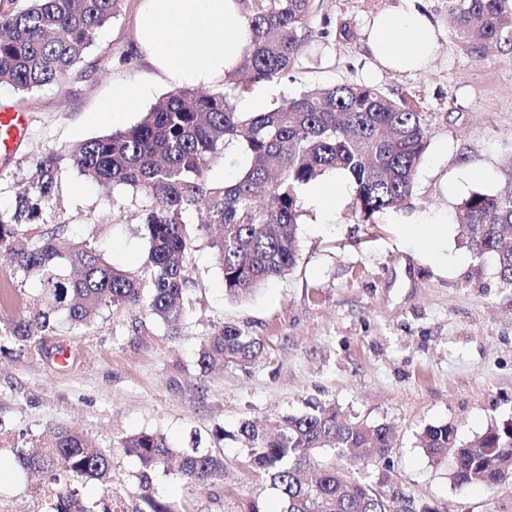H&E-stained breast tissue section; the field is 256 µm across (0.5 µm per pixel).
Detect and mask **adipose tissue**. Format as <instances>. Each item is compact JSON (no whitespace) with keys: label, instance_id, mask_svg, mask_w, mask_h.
<instances>
[{"label":"adipose tissue","instance_id":"adipose-tissue-1","mask_svg":"<svg viewBox=\"0 0 512 512\" xmlns=\"http://www.w3.org/2000/svg\"><path fill=\"white\" fill-rule=\"evenodd\" d=\"M250 38L236 0H142L134 51L171 87L208 86L240 65ZM369 45L382 66L418 70L436 50V27L415 0H402L374 19Z\"/></svg>","mask_w":512,"mask_h":512}]
</instances>
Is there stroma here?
<instances>
[{
    "mask_svg": "<svg viewBox=\"0 0 512 512\" xmlns=\"http://www.w3.org/2000/svg\"><path fill=\"white\" fill-rule=\"evenodd\" d=\"M139 4L123 0L61 83L29 93L0 84V107L30 118L25 140L0 169V212L11 211L14 181L42 156L130 127L168 92L131 51ZM400 4L319 0L290 76L252 85L236 105L264 111L284 97L343 84L414 100L427 148L406 203L363 216L346 181L335 205L321 211L302 187L295 266L239 302L225 297L214 252L199 237L188 258L196 307L175 335L124 309L19 342L7 325L34 309L40 290L1 259V463L15 466L16 449L33 448L53 428L79 431L112 460L111 486L83 481L80 494L103 512H141L140 464L121 443L151 432L178 450L224 452V481L213 487L174 471L154 475L153 496L174 512H246L252 501L278 512L269 480L246 465L239 426L323 404L353 420L391 425L392 474L439 512H512V487L454 485L451 460L434 462L419 446L430 425H454L467 442L512 417V286L492 258L471 254L455 222L472 193L512 189V41L486 52L468 46L448 0H419L440 29L436 53L422 70H387L368 47L369 23ZM121 84L139 94L113 122L102 107ZM58 183L60 201L44 212L42 231L63 228L114 266L143 275L148 243L136 226L146 198L99 187L69 167ZM430 244L433 260L422 256ZM227 324L259 339L261 356L201 372V342ZM17 476L0 488V512H51L57 484L22 469Z\"/></svg>",
    "mask_w": 512,
    "mask_h": 512,
    "instance_id": "stroma-1",
    "label": "stroma"
}]
</instances>
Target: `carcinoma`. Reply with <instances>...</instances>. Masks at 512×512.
<instances>
[{"label":"carcinoma","instance_id":"1","mask_svg":"<svg viewBox=\"0 0 512 512\" xmlns=\"http://www.w3.org/2000/svg\"><path fill=\"white\" fill-rule=\"evenodd\" d=\"M122 0H0V84L28 92L59 83L81 61L96 30L119 11ZM252 32L240 67L224 76L223 89L203 94L179 87L159 99L135 125L85 140L64 154H49L33 176L15 184L9 217L0 214V250L15 271L36 279L43 306L10 324L20 341L55 332L58 316L73 328L89 324L104 309H142L168 333L178 332L190 310L186 255L212 227L210 240L224 278L227 298L250 297L267 281L296 264L298 192L327 172L352 181L355 204L370 216L401 205L411 195L426 148L421 113L401 97L377 88L335 85L303 92L264 112H239L238 95L259 82L285 79L311 36L316 0H236ZM460 34L471 45L498 46L512 32L509 0H453ZM231 145L249 163L229 182L208 172ZM71 166L98 184L131 188L152 203L143 206L137 227L149 243L147 276L134 277L110 265L85 241L60 230L38 231L43 211L58 202V174ZM191 212L205 215L196 224ZM467 247L477 258L490 256L502 282L512 286V191L472 193L457 215ZM263 347L241 328L227 325L201 345L202 371L218 360L249 362ZM247 441L252 469L267 477L281 502L280 512H436L388 471L367 482L352 467L387 458L391 428L345 419L336 409L318 406L289 415L271 433L255 421L239 429ZM453 456L455 484L485 474L486 485L512 478V418L491 426L463 444L448 424L430 425L420 447L437 462ZM123 447L140 461L141 498L146 512H174L150 493L152 475L178 458L177 473L199 486L224 480V457L213 451H177L159 434L140 432ZM357 462L336 464L324 455ZM18 462L59 481L112 482L110 454L85 436L58 427L30 453L16 450ZM53 512H94L75 489L57 493Z\"/></svg>","mask_w":512,"mask_h":512}]
</instances>
